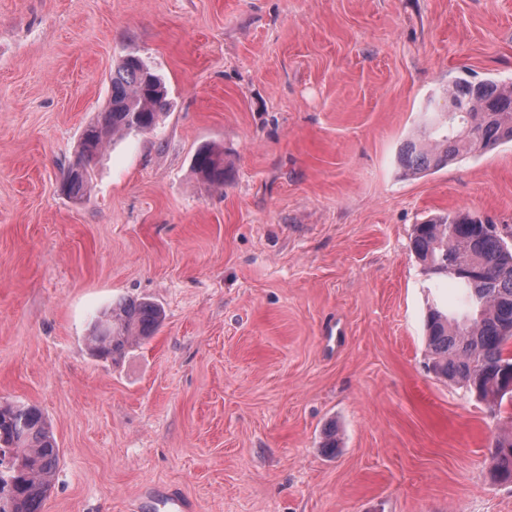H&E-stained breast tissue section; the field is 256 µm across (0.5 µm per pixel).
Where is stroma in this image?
<instances>
[{"mask_svg":"<svg viewBox=\"0 0 512 512\" xmlns=\"http://www.w3.org/2000/svg\"><path fill=\"white\" fill-rule=\"evenodd\" d=\"M136 56L158 129L111 141L89 192L62 170ZM512 83V0H0V403L47 416L42 512H512L488 450L512 405L430 373L425 320L466 288L416 224H512V142L403 177L456 79ZM224 149V184L191 168ZM151 338L91 355L101 311ZM336 426L341 448L322 443ZM162 321L160 309L151 302H126L102 313L95 322L89 346L102 359L121 356L129 345L153 336Z\"/></svg>","mask_w":512,"mask_h":512,"instance_id":"35a3bbf8","label":"stroma"}]
</instances>
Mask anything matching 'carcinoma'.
Here are the masks:
<instances>
[{"label": "carcinoma", "mask_w": 512, "mask_h": 512, "mask_svg": "<svg viewBox=\"0 0 512 512\" xmlns=\"http://www.w3.org/2000/svg\"><path fill=\"white\" fill-rule=\"evenodd\" d=\"M446 94L448 109L439 113V136L401 147L407 176L512 142V83L459 78ZM166 96L163 83L140 58H124L112 70L106 109L83 130L64 169L63 191L71 197L83 194L109 138L156 129ZM193 169L212 184H224V152L201 147ZM471 216L458 211L415 225L411 248L433 273L458 279L472 301L470 312L460 318L429 309L426 332L434 374L465 387L497 415L504 400L512 402V247L506 242L512 226L482 231L468 222ZM161 321L160 309L151 302L120 304L98 317L88 337L90 349L99 358L113 359L132 343L153 336ZM489 455L493 479L512 483V438L496 440ZM58 464L59 448L41 409L0 404V512H42Z\"/></svg>", "instance_id": "cac0c4a2"}]
</instances>
